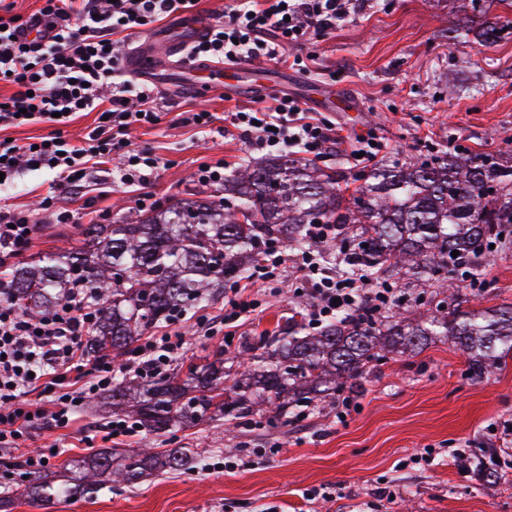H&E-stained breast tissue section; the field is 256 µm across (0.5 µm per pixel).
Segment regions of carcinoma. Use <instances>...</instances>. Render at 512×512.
I'll use <instances>...</instances> for the list:
<instances>
[{"mask_svg": "<svg viewBox=\"0 0 512 512\" xmlns=\"http://www.w3.org/2000/svg\"><path fill=\"white\" fill-rule=\"evenodd\" d=\"M480 2L460 0L463 30L479 43L495 45L512 30V19L499 15L472 28L469 12H484L477 8ZM349 180L345 168L326 173L311 161L271 158L248 164L224 178L229 204L223 198L177 199L126 224L77 225L79 246L15 267L7 275L8 292L23 310L41 313L74 284L98 289L102 310L86 346L94 354L118 358L174 311L190 312L216 301L227 286L251 278L263 244L306 246L310 224L339 227L336 250L350 268L384 283L425 272L440 284L449 272L465 267L475 285L491 252L512 247L511 149L495 157L438 152L422 162L378 167L347 199ZM448 300L450 318L433 315L412 323L398 311L375 315L363 307L326 323L315 336H268L249 364L233 374L224 371L220 351L149 384H115L112 403L137 395L138 427L160 436L215 417L238 419L248 413L252 396L283 419L288 405L308 394L325 397L356 388L386 360L387 349L421 350L434 336L453 337L469 355L473 376L507 368L512 305L465 310L459 295L452 293ZM75 467L74 476L61 484L41 477L29 481V503L91 498L103 476L135 485L147 474L189 471L194 455L188 448H134L115 468L107 452ZM483 468L489 485L504 477L492 456Z\"/></svg>", "mask_w": 512, "mask_h": 512, "instance_id": "1", "label": "carcinoma"}]
</instances>
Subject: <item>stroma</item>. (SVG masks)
Listing matches in <instances>:
<instances>
[{
	"mask_svg": "<svg viewBox=\"0 0 512 512\" xmlns=\"http://www.w3.org/2000/svg\"><path fill=\"white\" fill-rule=\"evenodd\" d=\"M457 22L446 0H366L336 30L298 47L299 55L315 53L317 63L307 71L287 68L289 94L338 89L356 104L327 111L342 140L327 151L321 168L348 162L357 136L371 132L388 142V164L441 150L512 148V37L493 48L470 37L449 40ZM178 80L172 68L157 71L152 81L167 113L157 128L132 133L136 146L152 148L162 160L151 189L166 205L190 195H222V186L193 180L197 166L222 159L233 168L253 154L235 136L197 134L176 123V114L204 106L221 116L266 103L225 96L205 79L184 95ZM52 177L48 170L24 173L0 191V207L32 209L40 226L25 257L29 263L45 250L76 244L72 225L51 223L37 209ZM295 276V269H286L281 282L264 288L262 309L239 321L232 343L193 334L192 322H184L189 338L181 365L220 350L225 367L237 369L262 337L301 320L306 300L291 288ZM484 282V289H473L465 275L452 273L444 285L419 281L408 292H459L475 310L512 304V252L495 255ZM344 398L339 392L299 404L283 422L262 405L229 432L220 421L176 430L172 446L192 449L197 458L191 471L134 486L115 483L93 498L43 508L22 499L23 479L9 474L8 461L0 459V494L16 498L13 512H512V480L487 485L479 465L484 449L494 448L512 469V367L471 378L467 354L441 336L418 353L391 355L374 368L362 392L349 397L354 408L341 422L336 413ZM112 418L94 396L71 427L32 429L29 448L58 451L43 475L99 452L100 429ZM423 448L434 449V460L410 464L411 454ZM452 448L465 463L449 459ZM245 456L250 464L233 470L222 465ZM310 489L317 490L315 499L307 498Z\"/></svg>",
	"mask_w": 512,
	"mask_h": 512,
	"instance_id": "stroma-1",
	"label": "stroma"
}]
</instances>
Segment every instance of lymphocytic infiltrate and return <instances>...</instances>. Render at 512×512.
Wrapping results in <instances>:
<instances>
[{"instance_id":"f902f5d3","label":"lymphocytic infiltrate","mask_w":512,"mask_h":512,"mask_svg":"<svg viewBox=\"0 0 512 512\" xmlns=\"http://www.w3.org/2000/svg\"><path fill=\"white\" fill-rule=\"evenodd\" d=\"M30 14L18 15L0 0V130L42 123L46 136L17 143L0 139V178L5 183L25 171L49 170L54 179L39 202L42 213L69 224L63 199L76 198L93 169L110 165L114 184L137 185L143 207L159 201L148 186L160 165L153 150L135 147L131 133L162 121L163 96L155 85L126 79L120 60L130 35L153 29L166 18L194 13L199 0H35ZM348 0H236L214 14L207 35L189 46L184 61L196 63L266 59L288 63L290 48L307 37L335 30L345 20ZM38 22L52 30L50 41H26L21 32ZM94 113V125L80 143L65 129L82 113ZM237 136L252 149L300 151L319 160L338 135L330 119L304 111L297 100L272 96L262 108L227 113ZM37 224L31 211L0 208V268L31 247ZM309 249L289 253L273 243L252 279L279 280L288 265L300 272L299 291L310 299L311 328L322 327L358 304L384 310L408 302L398 288L322 265L319 248L335 243L333 224H312ZM101 299L93 289L69 288L52 310L32 317L0 290V455L20 471L42 469L52 449L27 450L26 432L35 425L66 428L95 394L109 389L116 376L110 358L88 360L83 338L97 322ZM183 312L172 313L171 331L148 338L130 353L124 371L141 378L169 372L186 352L179 329Z\"/></svg>"}]
</instances>
